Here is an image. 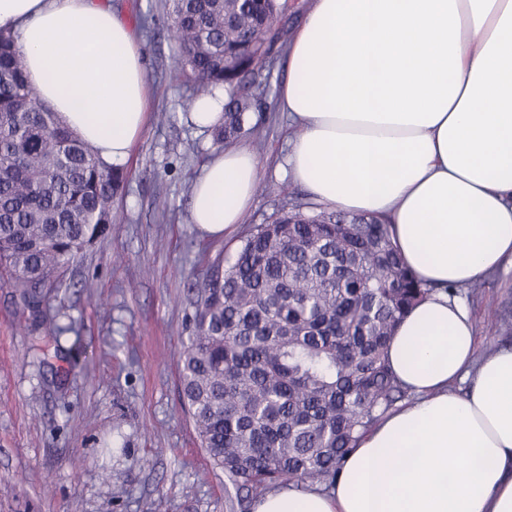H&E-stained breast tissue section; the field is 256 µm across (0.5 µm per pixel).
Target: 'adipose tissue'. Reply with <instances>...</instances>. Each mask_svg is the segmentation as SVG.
<instances>
[{"label":"adipose tissue","instance_id":"ef3b65f1","mask_svg":"<svg viewBox=\"0 0 512 512\" xmlns=\"http://www.w3.org/2000/svg\"><path fill=\"white\" fill-rule=\"evenodd\" d=\"M38 99L108 165L128 160L151 87L110 0H0ZM278 99L297 130L288 175L325 209L380 218L432 290L396 329L411 394L358 440L329 491L268 492L253 512H512V347L478 353L448 286L512 265V0H309ZM237 146L193 181L211 236L251 206Z\"/></svg>","mask_w":512,"mask_h":512}]
</instances>
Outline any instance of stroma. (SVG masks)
<instances>
[{
  "label": "stroma",
  "instance_id": "35a3bbf8",
  "mask_svg": "<svg viewBox=\"0 0 512 512\" xmlns=\"http://www.w3.org/2000/svg\"><path fill=\"white\" fill-rule=\"evenodd\" d=\"M111 3L130 24L152 18L153 36L141 39L152 112L121 166L111 230L60 273L43 324L19 326L14 290L0 284V512H225L224 473L180 399L179 350L191 286L215 259L232 260L251 230L284 208L321 210L288 175L293 129L277 106L288 47L275 44L264 105L251 115L253 132L237 140L259 160L253 204L233 233L208 239L191 222V187L215 147L184 108L194 83L168 80L166 0ZM459 297L474 314L479 350L512 342L495 322L512 316V271ZM71 321L79 338H54L52 325ZM109 440L124 451L105 456Z\"/></svg>",
  "mask_w": 512,
  "mask_h": 512
}]
</instances>
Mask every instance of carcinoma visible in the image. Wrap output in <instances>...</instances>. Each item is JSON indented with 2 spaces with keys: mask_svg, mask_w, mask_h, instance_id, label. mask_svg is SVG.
<instances>
[{
  "mask_svg": "<svg viewBox=\"0 0 512 512\" xmlns=\"http://www.w3.org/2000/svg\"><path fill=\"white\" fill-rule=\"evenodd\" d=\"M285 0H172L179 69L200 94L224 87L215 144L245 132L264 92L262 63L288 39ZM250 78L256 92L244 93ZM123 173L60 123L0 32V276L28 319L42 317L52 275L112 223ZM433 289L408 271L390 225L300 206L249 233L194 288L180 352L184 404L224 470L226 512H253L283 486L333 487L357 436L409 398L390 338Z\"/></svg>",
  "mask_w": 512,
  "mask_h": 512,
  "instance_id": "obj_1",
  "label": "carcinoma"
}]
</instances>
